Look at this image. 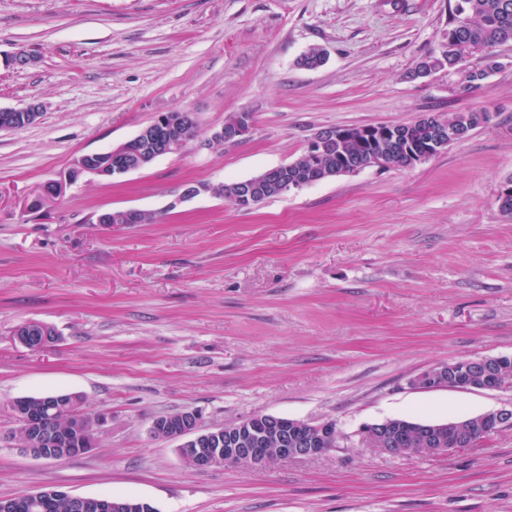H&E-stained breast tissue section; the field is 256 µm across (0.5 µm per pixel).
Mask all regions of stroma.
<instances>
[{"mask_svg":"<svg viewBox=\"0 0 512 512\" xmlns=\"http://www.w3.org/2000/svg\"><path fill=\"white\" fill-rule=\"evenodd\" d=\"M456 0H0V108L42 107L0 132V499L46 488L156 512H512V426L446 455H386L357 433L512 406V383L416 390L459 359L512 356V44L499 66L416 74ZM324 64L299 66L311 49ZM19 50L34 58L19 68ZM485 108L493 120L431 159L377 166L251 209L211 194L301 157L327 127L403 124ZM195 112L175 153L114 179L70 180L83 155L163 112ZM252 117L233 145L212 137ZM62 183L60 195L47 188ZM197 196L179 202L181 192ZM155 212V224L99 214ZM52 326L40 352L14 329ZM81 393L106 416L64 461L14 439L15 399ZM183 411L218 428L258 414L332 422L317 458L197 471L152 434Z\"/></svg>","mask_w":512,"mask_h":512,"instance_id":"1","label":"stroma"}]
</instances>
